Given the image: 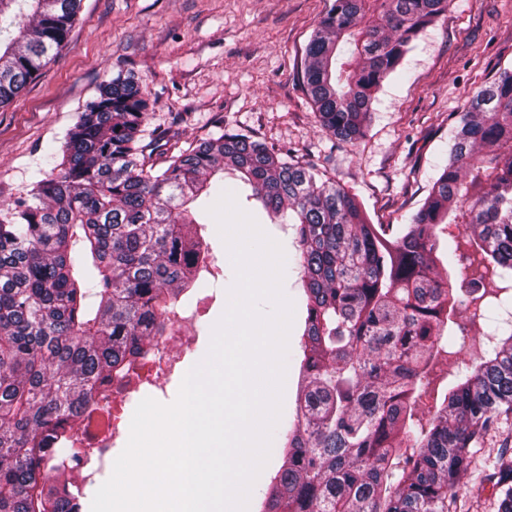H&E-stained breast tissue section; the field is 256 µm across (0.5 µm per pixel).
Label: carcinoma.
I'll return each instance as SVG.
<instances>
[{"label":"carcinoma","mask_w":512,"mask_h":512,"mask_svg":"<svg viewBox=\"0 0 512 512\" xmlns=\"http://www.w3.org/2000/svg\"><path fill=\"white\" fill-rule=\"evenodd\" d=\"M80 0H0V107L53 61ZM449 0H332L306 47L320 126L353 142L373 104ZM150 102L103 82L28 193L0 205V512H81L47 470L87 449L70 435L167 335L197 288L210 199L252 189L292 224L305 275L299 382L262 512H455L467 479L512 512V70L473 96L448 160L406 224H373L355 195L265 140L221 132L186 147L147 130ZM464 227L454 233L448 226ZM490 347L460 361L427 420L418 401L464 330Z\"/></svg>","instance_id":"obj_1"}]
</instances>
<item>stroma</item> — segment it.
Instances as JSON below:
<instances>
[{"instance_id": "1", "label": "stroma", "mask_w": 512, "mask_h": 512, "mask_svg": "<svg viewBox=\"0 0 512 512\" xmlns=\"http://www.w3.org/2000/svg\"><path fill=\"white\" fill-rule=\"evenodd\" d=\"M329 0H81L55 61L0 108V203L26 195L44 150L62 138L97 88L135 76L152 108L150 125L192 141L241 131L291 150L355 194L375 224H402L428 194L448 152V115L512 69V0H452L410 52L401 77L374 106L366 137L322 130L302 84L305 48ZM212 274L176 311L187 317L163 390L132 392L117 421L124 438L138 403L175 400L185 374L208 352L235 270L217 225H208ZM112 460L73 463L71 489L90 505Z\"/></svg>"}]
</instances>
